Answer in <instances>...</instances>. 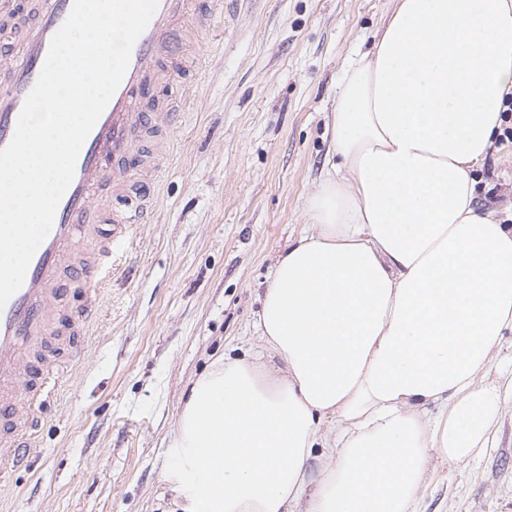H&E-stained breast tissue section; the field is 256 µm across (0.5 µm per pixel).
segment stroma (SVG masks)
<instances>
[{
	"label": "stroma",
	"instance_id": "35a3bbf8",
	"mask_svg": "<svg viewBox=\"0 0 512 512\" xmlns=\"http://www.w3.org/2000/svg\"><path fill=\"white\" fill-rule=\"evenodd\" d=\"M391 0H236L201 63L157 85L144 109L181 105L152 214L119 268L80 361L58 363L27 467L9 471L0 512H174L166 473L194 380L220 354H251L277 255L310 231L307 201L332 152L346 70L369 50ZM478 201L512 214V144L475 173ZM418 512H512V401L489 447L433 456Z\"/></svg>",
	"mask_w": 512,
	"mask_h": 512
}]
</instances>
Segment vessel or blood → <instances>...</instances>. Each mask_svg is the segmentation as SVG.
Listing matches in <instances>:
<instances>
[{"label":"vessel or blood","mask_w":512,"mask_h":512,"mask_svg":"<svg viewBox=\"0 0 512 512\" xmlns=\"http://www.w3.org/2000/svg\"><path fill=\"white\" fill-rule=\"evenodd\" d=\"M74 0H0V16L15 30L13 51L0 66V148L12 140L19 114L34 87L52 37ZM223 0H159L138 38L123 79L84 141L75 176L55 211L52 228L36 251L21 289L0 309V418L26 426L32 406L50 392L30 355L51 338L94 323L99 289L112 277V255L145 223L153 180L171 159L169 140L146 146L137 130H172L177 112L144 111L155 83L181 68L187 47L209 31ZM123 167L125 176L112 175ZM86 282L83 312L60 303L65 274Z\"/></svg>","instance_id":"b4317fda"}]
</instances>
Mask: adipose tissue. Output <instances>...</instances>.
Returning <instances> with one entry per match:
<instances>
[{
    "label": "adipose tissue",
    "mask_w": 512,
    "mask_h": 512,
    "mask_svg": "<svg viewBox=\"0 0 512 512\" xmlns=\"http://www.w3.org/2000/svg\"><path fill=\"white\" fill-rule=\"evenodd\" d=\"M509 97L512 0H392L345 73L262 349L214 361L177 418L183 512H416L431 454L488 446L512 396L481 380L512 335V225L474 173Z\"/></svg>",
    "instance_id": "adipose-tissue-1"
}]
</instances>
